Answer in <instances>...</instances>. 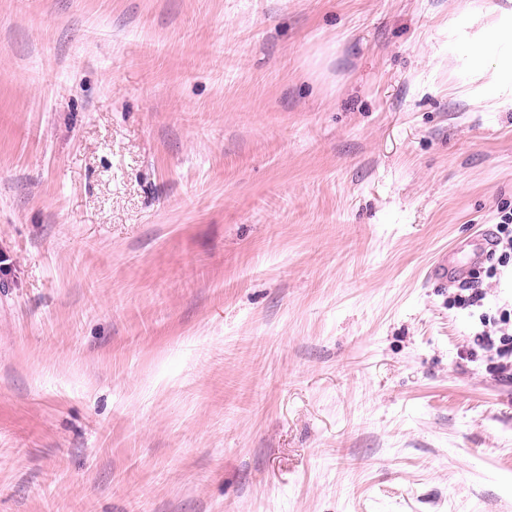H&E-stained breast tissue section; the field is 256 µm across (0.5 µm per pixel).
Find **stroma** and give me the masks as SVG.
<instances>
[{"instance_id":"35a3bbf8","label":"stroma","mask_w":512,"mask_h":512,"mask_svg":"<svg viewBox=\"0 0 512 512\" xmlns=\"http://www.w3.org/2000/svg\"><path fill=\"white\" fill-rule=\"evenodd\" d=\"M491 3L0 0V512H512Z\"/></svg>"}]
</instances>
